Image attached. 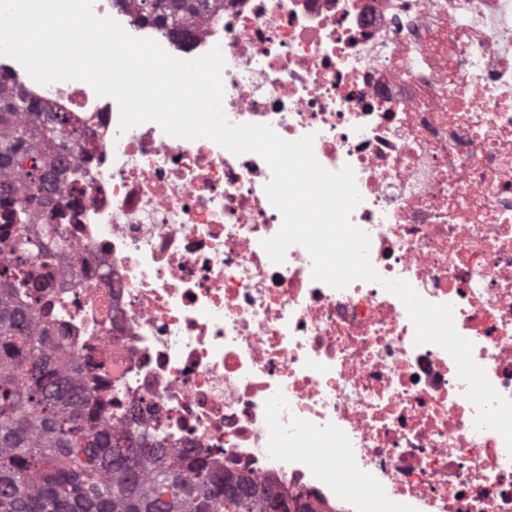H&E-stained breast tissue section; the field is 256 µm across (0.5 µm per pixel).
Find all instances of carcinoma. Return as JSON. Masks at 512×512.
Masks as SVG:
<instances>
[{
	"label": "carcinoma",
	"mask_w": 512,
	"mask_h": 512,
	"mask_svg": "<svg viewBox=\"0 0 512 512\" xmlns=\"http://www.w3.org/2000/svg\"><path fill=\"white\" fill-rule=\"evenodd\" d=\"M175 2L136 0L135 8L140 20L185 39L210 0ZM38 110V101L0 88V154L9 153L0 159V214L4 250L15 258L0 268V512H270L284 496L221 477L202 460L142 448L129 428L112 430L105 404L38 332L30 298L41 284L25 266L54 227L32 236L31 210L52 201L62 150L78 139L66 112L47 113L33 127L17 121Z\"/></svg>",
	"instance_id": "cac0c4a2"
}]
</instances>
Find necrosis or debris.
<instances>
[{
  "label": "necrosis or debris",
  "instance_id": "1",
  "mask_svg": "<svg viewBox=\"0 0 512 512\" xmlns=\"http://www.w3.org/2000/svg\"><path fill=\"white\" fill-rule=\"evenodd\" d=\"M222 2L164 50L220 49L231 122L313 136L322 167L352 168L374 268L453 305L512 399V0ZM1 73L80 134L59 207L33 214L63 244L31 260L35 306L118 404L113 426L314 512H512V452L475 427L452 356L415 345L403 302L314 281L300 245L271 261L283 219L260 155L123 131L87 82L42 85L13 59Z\"/></svg>",
  "mask_w": 512,
  "mask_h": 512
}]
</instances>
